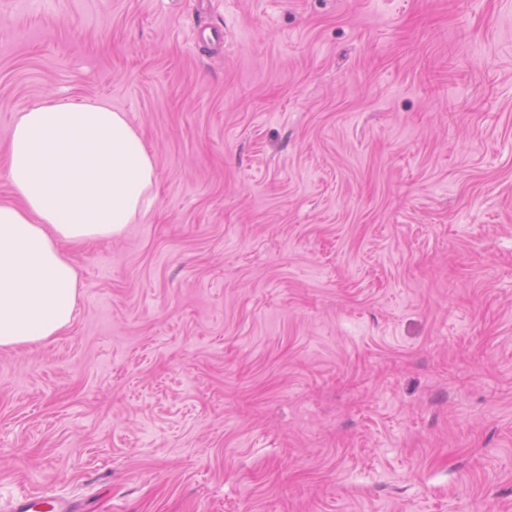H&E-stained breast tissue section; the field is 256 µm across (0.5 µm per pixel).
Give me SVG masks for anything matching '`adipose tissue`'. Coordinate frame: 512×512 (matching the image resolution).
I'll list each match as a JSON object with an SVG mask.
<instances>
[{"label":"adipose tissue","instance_id":"obj_1","mask_svg":"<svg viewBox=\"0 0 512 512\" xmlns=\"http://www.w3.org/2000/svg\"><path fill=\"white\" fill-rule=\"evenodd\" d=\"M155 164L125 113L102 101L18 112L0 204V349L39 344L72 322L78 274L63 244L122 236L153 203Z\"/></svg>","mask_w":512,"mask_h":512}]
</instances>
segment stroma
I'll return each mask as SVG.
<instances>
[{
    "label": "stroma",
    "mask_w": 512,
    "mask_h": 512,
    "mask_svg": "<svg viewBox=\"0 0 512 512\" xmlns=\"http://www.w3.org/2000/svg\"><path fill=\"white\" fill-rule=\"evenodd\" d=\"M155 162L0 349V512H512V0H0L18 111Z\"/></svg>",
    "instance_id": "stroma-1"
}]
</instances>
